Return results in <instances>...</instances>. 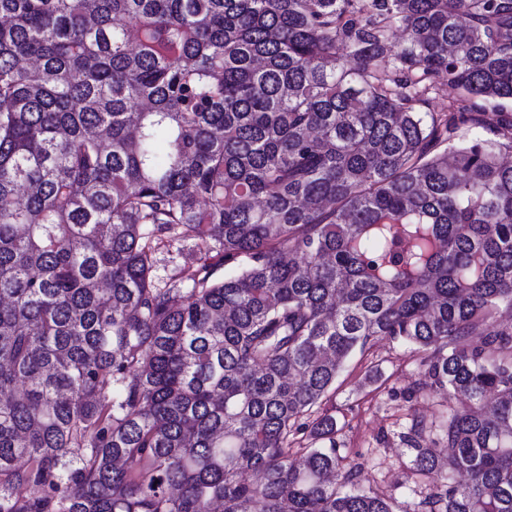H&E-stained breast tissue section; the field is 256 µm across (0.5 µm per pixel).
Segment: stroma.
<instances>
[{"label": "stroma", "mask_w": 512, "mask_h": 512, "mask_svg": "<svg viewBox=\"0 0 512 512\" xmlns=\"http://www.w3.org/2000/svg\"><path fill=\"white\" fill-rule=\"evenodd\" d=\"M422 352L387 338L356 352L343 365L323 412L336 418V444L359 468V482L395 500L404 512H417L423 481L405 474L412 453L404 437L411 424L431 425L459 400L414 391L423 370Z\"/></svg>", "instance_id": "35a3bbf8"}]
</instances>
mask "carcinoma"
I'll return each instance as SVG.
<instances>
[{
    "label": "carcinoma",
    "instance_id": "1",
    "mask_svg": "<svg viewBox=\"0 0 512 512\" xmlns=\"http://www.w3.org/2000/svg\"><path fill=\"white\" fill-rule=\"evenodd\" d=\"M502 100L512 0H0V512H400L288 451L382 338L424 512H512ZM195 258L193 243L174 244L173 246L161 247L157 252V275L166 279L173 273L176 267L185 263H191Z\"/></svg>",
    "mask_w": 512,
    "mask_h": 512
}]
</instances>
